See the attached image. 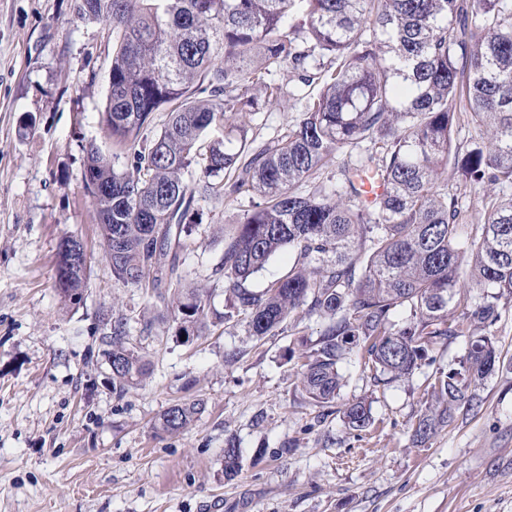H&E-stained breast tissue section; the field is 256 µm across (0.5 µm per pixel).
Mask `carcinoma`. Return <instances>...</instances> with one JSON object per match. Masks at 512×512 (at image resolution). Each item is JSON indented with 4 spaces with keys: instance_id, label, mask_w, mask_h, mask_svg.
Returning <instances> with one entry per match:
<instances>
[{
    "instance_id": "cac0c4a2",
    "label": "carcinoma",
    "mask_w": 512,
    "mask_h": 512,
    "mask_svg": "<svg viewBox=\"0 0 512 512\" xmlns=\"http://www.w3.org/2000/svg\"><path fill=\"white\" fill-rule=\"evenodd\" d=\"M77 15L116 32L103 121L127 155L118 171L94 146L83 180L99 220L113 277L158 288L194 227L195 191L185 173L201 157V191L233 201L257 196L224 237V312L207 308L198 288L165 301L179 333L197 336L209 316L243 321L265 336L303 312L329 323L305 352V396L340 414L345 428L372 424L363 400L335 408L339 362L360 347L376 383L412 375L439 343L470 336L465 361L432 385L435 405L413 426L423 442L470 403L468 388L499 362L490 335L474 336L512 303V0H76ZM315 72L321 83L300 121L264 142L241 118L273 99L298 97L274 75L283 67ZM174 104L161 130L144 135L154 113ZM475 131L454 143L461 117ZM224 125V148L201 154V138ZM369 140L376 150L341 168V185L318 174L335 152ZM374 174L386 192L359 201L358 178ZM481 196L485 222L467 223L448 174ZM296 254L288 274L261 291L244 283L277 252ZM90 274L56 284L64 305L83 299ZM478 297L461 303L467 287ZM458 311L455 322L448 311ZM408 313L404 326L391 317ZM112 391L122 396L148 374L147 353L129 342L126 318H106ZM204 402L172 405L158 434L184 431ZM240 451L224 449V475Z\"/></svg>"
}]
</instances>
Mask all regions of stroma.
Masks as SVG:
<instances>
[{
    "instance_id": "obj_1",
    "label": "stroma",
    "mask_w": 512,
    "mask_h": 512,
    "mask_svg": "<svg viewBox=\"0 0 512 512\" xmlns=\"http://www.w3.org/2000/svg\"><path fill=\"white\" fill-rule=\"evenodd\" d=\"M114 38L78 18L75 0H0V512H512V304L488 333L500 361L425 443L412 426L439 372L458 367L466 337L440 345L407 378L375 384L359 349L340 361L339 402L361 399L372 425L345 429L304 395L292 355L328 324L312 315L272 333L209 326L192 341L164 318L176 286L224 308V236L251 209L242 196L196 195V231L157 292L115 281L84 187L85 149L113 157L101 121ZM304 104L246 115L266 140ZM82 239L91 273L80 304L56 291L61 238ZM123 312L151 360L146 380L112 391L104 317ZM201 399L189 429L159 435L171 405ZM242 470L224 475V450Z\"/></svg>"
}]
</instances>
